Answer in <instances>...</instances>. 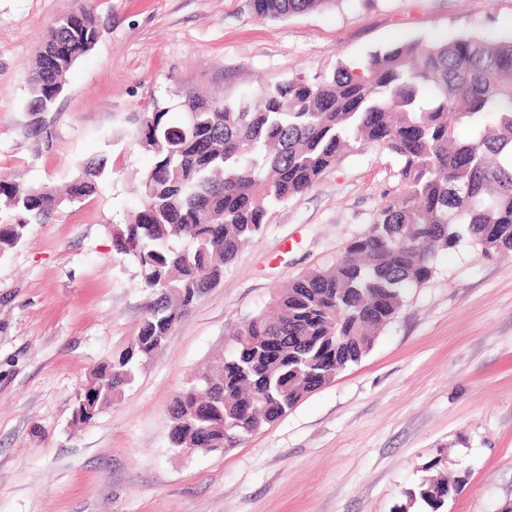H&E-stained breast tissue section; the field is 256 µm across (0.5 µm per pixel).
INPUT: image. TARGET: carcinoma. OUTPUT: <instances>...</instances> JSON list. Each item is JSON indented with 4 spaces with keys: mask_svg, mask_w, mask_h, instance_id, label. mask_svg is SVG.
Listing matches in <instances>:
<instances>
[{
    "mask_svg": "<svg viewBox=\"0 0 512 512\" xmlns=\"http://www.w3.org/2000/svg\"><path fill=\"white\" fill-rule=\"evenodd\" d=\"M332 0H252L261 16H289ZM87 8L49 28L28 81L30 126L43 130L67 74L97 43ZM135 139L155 158L143 207L112 225L116 253L132 258L150 296L141 346L99 365L87 380L94 413L112 404L139 366L224 267L262 232L268 212L307 192L338 152L375 144L399 161L398 187L361 237L326 269L308 271L233 333L232 351L192 375L170 408L169 441L190 448L219 406L226 448L280 418L304 395L357 363L390 325L434 260L461 239L486 255L512 254V41L461 35L371 52L361 71L292 77L234 103L186 98L181 118L156 105L138 115ZM104 156L81 165L61 195L53 186L0 179V254L64 200L96 193ZM463 482L439 472L419 498L441 512Z\"/></svg>",
    "mask_w": 512,
    "mask_h": 512,
    "instance_id": "carcinoma-1",
    "label": "carcinoma"
}]
</instances>
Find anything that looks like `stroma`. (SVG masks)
Masks as SVG:
<instances>
[{
	"instance_id": "stroma-1",
	"label": "stroma",
	"mask_w": 512,
	"mask_h": 512,
	"mask_svg": "<svg viewBox=\"0 0 512 512\" xmlns=\"http://www.w3.org/2000/svg\"><path fill=\"white\" fill-rule=\"evenodd\" d=\"M72 2L0 0V174L61 187L77 161L108 159L96 194L0 254V512H428L416 494L437 459L464 480L443 512H512V257L466 239L439 254L366 356L283 417L223 450L169 446L190 375L276 289L333 265L391 198L399 164L371 144L274 208L121 399L72 424L90 372L145 317L138 267L112 247L154 164L132 137L137 113L356 70L415 40L504 41L512 0H333L276 19L251 0H91L100 38L36 136L26 74Z\"/></svg>"
}]
</instances>
